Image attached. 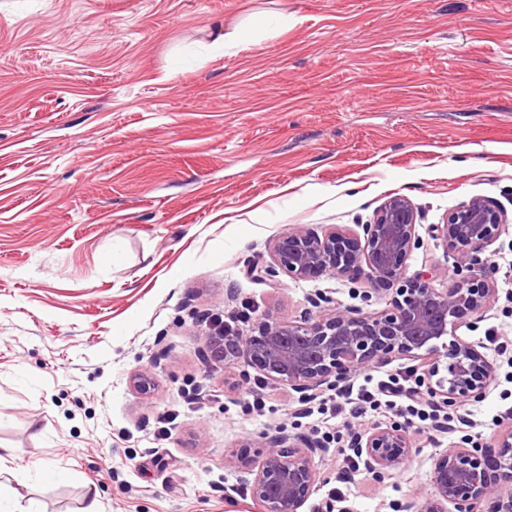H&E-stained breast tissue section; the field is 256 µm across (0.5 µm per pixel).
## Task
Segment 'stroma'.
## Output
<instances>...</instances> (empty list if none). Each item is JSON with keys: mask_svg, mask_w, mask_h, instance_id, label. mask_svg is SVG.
Wrapping results in <instances>:
<instances>
[{"mask_svg": "<svg viewBox=\"0 0 512 512\" xmlns=\"http://www.w3.org/2000/svg\"><path fill=\"white\" fill-rule=\"evenodd\" d=\"M303 24L224 50L281 9ZM420 228L475 196L512 215V0H0V486L11 512H260L241 440L323 441L320 512L355 432L205 344L323 292L372 314V284L248 276L292 225L370 223L391 195ZM498 298L472 327L495 373L448 430L410 428L384 482L338 512L431 491L438 453L512 430V228L486 251ZM424 237L408 275L455 285ZM496 333L498 345L485 341ZM146 374L150 387H134ZM256 26L253 23H240L232 28L224 29V50L240 47L250 41Z\"/></svg>", "mask_w": 512, "mask_h": 512, "instance_id": "stroma-1", "label": "stroma"}]
</instances>
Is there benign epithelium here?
I'll return each mask as SVG.
<instances>
[{
    "label": "benign epithelium",
    "mask_w": 512,
    "mask_h": 512,
    "mask_svg": "<svg viewBox=\"0 0 512 512\" xmlns=\"http://www.w3.org/2000/svg\"><path fill=\"white\" fill-rule=\"evenodd\" d=\"M417 211L404 195L388 197L373 222L358 234L331 226L320 232L292 226L273 240L271 262L249 264L254 277L280 273L294 281L324 277H365L390 295L379 314L342 308L323 293L310 297L317 312L297 319L261 318L248 334L225 331L224 341L207 339L228 364L244 359L265 378L286 386L306 403L318 392L339 387L356 372L391 355L418 361L424 367V389L435 403L453 407L486 396L494 366L479 346L457 335L461 327L483 317L496 289L483 279L479 257L512 223L506 211L484 197H473L450 209L442 224L428 226L456 258L460 274L455 286L434 287L423 275L406 277L407 262L420 248ZM230 462L253 478L252 498L261 512H301L319 480L315 455L320 441L306 436L283 437L268 445L260 438L239 444ZM353 447L372 476L381 478L408 458L412 444L405 426L365 428ZM260 448L253 459L243 449ZM433 492H414L404 512H512V431L485 448H446L436 457ZM453 510H448V506Z\"/></svg>",
    "instance_id": "1"
}]
</instances>
